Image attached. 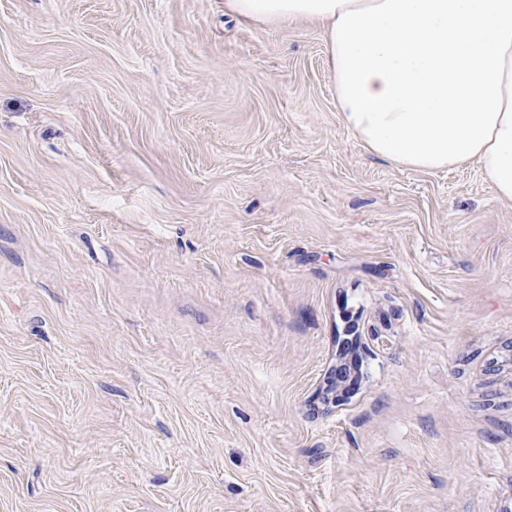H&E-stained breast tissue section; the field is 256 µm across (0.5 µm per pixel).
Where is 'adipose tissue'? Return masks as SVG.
Here are the masks:
<instances>
[{"instance_id":"ef3b65f1","label":"adipose tissue","mask_w":512,"mask_h":512,"mask_svg":"<svg viewBox=\"0 0 512 512\" xmlns=\"http://www.w3.org/2000/svg\"><path fill=\"white\" fill-rule=\"evenodd\" d=\"M259 26L319 27L344 125L377 157L477 161L512 201V0H224Z\"/></svg>"}]
</instances>
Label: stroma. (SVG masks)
Wrapping results in <instances>:
<instances>
[{
    "instance_id": "1",
    "label": "stroma",
    "mask_w": 512,
    "mask_h": 512,
    "mask_svg": "<svg viewBox=\"0 0 512 512\" xmlns=\"http://www.w3.org/2000/svg\"><path fill=\"white\" fill-rule=\"evenodd\" d=\"M0 512H512V201L316 25L0 0Z\"/></svg>"
}]
</instances>
